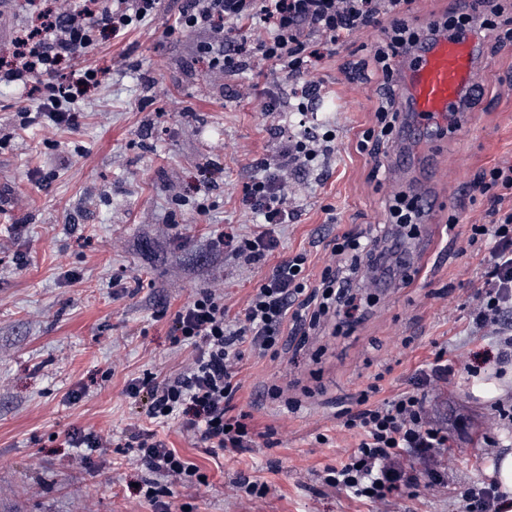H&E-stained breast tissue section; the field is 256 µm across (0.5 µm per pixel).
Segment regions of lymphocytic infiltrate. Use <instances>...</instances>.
<instances>
[{"instance_id": "f902f5d3", "label": "lymphocytic infiltrate", "mask_w": 512, "mask_h": 512, "mask_svg": "<svg viewBox=\"0 0 512 512\" xmlns=\"http://www.w3.org/2000/svg\"><path fill=\"white\" fill-rule=\"evenodd\" d=\"M413 0H182L174 32L203 33L199 58L215 70L235 72L258 60L271 71L302 78L322 57L326 46L341 45L367 29L383 28L386 38L376 47L373 62L384 77L376 125L363 132L359 148L380 151L393 143L400 113L396 107V70L392 59L413 45L442 34L463 30L478 21L479 37L512 38V0H471L469 12L457 19L433 22L422 29L405 20ZM160 0H82L72 10L59 0H44L30 28L17 32L9 58L0 59V84L25 94L39 92L37 113L19 110L21 125L42 119L52 126L72 125L71 106L98 87L105 71L87 68L64 74L63 65L95 45L101 36L118 35L158 14ZM333 130L308 131L301 139L287 138L277 163H261V175L242 189V201L261 220L264 229L251 236L219 232L211 240L213 252L231 250L254 264L273 252L278 240L273 229L293 223L292 178L298 170L322 166L335 149ZM487 202L488 220L470 227L469 244L486 254V270L471 297V332L494 337L492 351L447 356L438 351L433 362L419 369L410 390L377 403L361 399L348 411L343 426L361 439L344 461L326 467L323 481L332 488L369 503L373 512H391L394 496L408 487L421 497L429 485L442 483L444 469L429 472L427 480L410 474L407 458H427L432 449L447 447L448 429L427 407L429 387L447 382L455 370L478 378L487 364L512 362V210L502 208L512 198V161L484 170L474 185ZM394 233L366 237L345 234L335 243L318 283H311L308 254L299 251L283 258L255 289L243 319H229L224 294L217 288L196 292L175 313L174 342L191 353L178 373L160 379L150 375L130 384L132 396L146 395V415L152 428H136L126 442L132 463L151 472L141 483L139 498L156 512H169L167 496L174 488L203 483L198 467L158 438L156 425L178 423L202 442L210 454L257 447L248 413H234L238 391L234 379L245 353L277 356L287 341L305 345L321 323L334 318L352 326L365 315L353 286L361 271L382 268L389 254L401 246L404 231L419 223L421 208L398 193L389 209Z\"/></svg>"}]
</instances>
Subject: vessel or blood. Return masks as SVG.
I'll return each instance as SVG.
<instances>
[{"mask_svg":"<svg viewBox=\"0 0 512 512\" xmlns=\"http://www.w3.org/2000/svg\"><path fill=\"white\" fill-rule=\"evenodd\" d=\"M478 37L474 27L439 36L410 51L399 80V95L421 133L416 144L456 131L466 109L465 95L481 78Z\"/></svg>","mask_w":512,"mask_h":512,"instance_id":"1","label":"vessel or blood"}]
</instances>
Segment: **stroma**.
Segmentation results:
<instances>
[{
  "label": "stroma",
  "instance_id": "1",
  "mask_svg": "<svg viewBox=\"0 0 512 512\" xmlns=\"http://www.w3.org/2000/svg\"><path fill=\"white\" fill-rule=\"evenodd\" d=\"M178 3L161 0L156 18L70 62L108 73L76 103V126L18 128L17 112L38 102L0 86V512H153L132 490L149 473L129 464L123 446L146 422L127 387L147 371L177 372L188 356L174 343L173 313L195 291L219 287L229 317L242 316L270 270L299 251L318 281L336 236L378 229L393 194L417 189L434 207L409 239L414 266L397 269L389 287L363 289L360 323L342 333L329 321L303 348L240 362L235 409L251 414L256 431L274 428L277 445L214 457L178 425L157 430L207 476L174 489L170 512H372L322 482L324 468L359 442L341 428L342 412L374 383L379 402L410 390L439 349L454 356L491 346L467 330L482 270L467 240L484 214L469 187L482 169L512 159V47L484 40V78L459 134L432 140L397 182L394 156L357 148L380 104V76L347 79L383 32L368 29L325 55L307 79L321 87L336 150L328 168L296 178V223L277 226L278 248L247 265L213 253L210 240L228 227L257 233L241 189L257 162L276 158L289 127L286 114L256 103L272 90L289 101L296 84L209 69L197 59L201 33L164 34ZM447 164L452 177H430ZM178 197L187 205L174 206ZM203 199L210 208L201 216L193 204ZM274 385L280 398L267 395ZM427 405L436 418L465 419L464 430L449 431L455 461L425 496L398 493L392 512H464V490L493 479L481 436L494 402L459 373L429 392ZM74 430L112 431L117 446L75 469L65 443ZM242 478L265 494H236Z\"/></svg>",
  "mask_w": 512,
  "mask_h": 512
}]
</instances>
